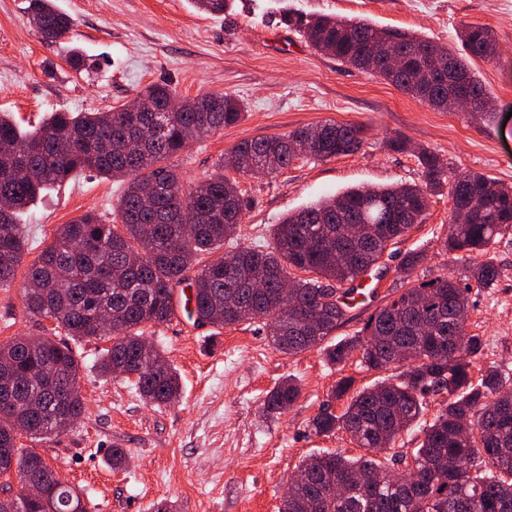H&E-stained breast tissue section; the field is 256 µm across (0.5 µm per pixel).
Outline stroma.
Instances as JSON below:
<instances>
[{
	"mask_svg": "<svg viewBox=\"0 0 512 512\" xmlns=\"http://www.w3.org/2000/svg\"><path fill=\"white\" fill-rule=\"evenodd\" d=\"M74 26L66 38L44 44L29 23L28 0H0V112L31 128L55 111L104 112L124 105L154 82L177 97L231 94L247 105L240 123L192 143L174 162L187 180L216 170L241 141L285 135L324 120L367 128L360 148L326 161L300 157L271 177H243L248 203L227 247L265 249L274 224L346 189L420 183L414 149L450 162L454 172H479L512 185V0H235L232 11L213 16L190 0H56ZM330 14L364 19L427 38L462 54L460 32L490 27L499 55L472 59L494 110L493 122L457 111L430 109L383 78L340 64L314 50L283 14ZM95 56L96 67L75 72L72 47ZM392 136L412 149H388ZM120 183L92 173L45 191L23 216L28 250L9 287L0 288V343L42 334V323L23 311L28 268L66 223L88 211L109 215ZM450 200L431 198L422 224L398 238L392 258L357 278V295L336 339L362 330L391 301L403 280L438 275L463 278L470 262L446 253ZM420 251L424 263L403 272L404 254ZM501 270L495 287L472 290L468 333L484 342L482 365L512 369V233L487 252ZM147 338L163 347L182 380L176 404L146 403L131 381L102 377L98 362L109 338L75 344L78 384L86 410L67 431L44 440L20 438L69 485L79 489L87 512H279L291 476L306 457L322 451L361 456L344 431L316 437L308 424L324 406L342 410L330 392L345 376L356 388L388 378L368 371L358 357L327 363L313 348L279 352L259 325L217 329L193 319L150 327ZM301 396L292 408L268 416L264 402L283 379ZM125 449L127 466L112 470V448Z\"/></svg>",
	"mask_w": 512,
	"mask_h": 512,
	"instance_id": "1",
	"label": "stroma"
}]
</instances>
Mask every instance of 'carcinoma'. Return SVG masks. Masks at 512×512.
I'll return each instance as SVG.
<instances>
[{"label":"carcinoma","instance_id":"1","mask_svg":"<svg viewBox=\"0 0 512 512\" xmlns=\"http://www.w3.org/2000/svg\"><path fill=\"white\" fill-rule=\"evenodd\" d=\"M232 2L192 0L214 15ZM29 21L54 43L72 28L53 0H29ZM298 25L317 51L376 73L423 104L448 108L447 84L418 79L424 59L413 55L416 49L427 54L447 49L364 20L316 15ZM378 38L407 55L399 70L373 55ZM461 41L466 55L455 56V64L468 77L470 115L490 118L484 87L468 58L493 59L495 36L485 25H471ZM139 95L153 111L52 112L31 130L0 115V288L11 285L27 250L21 214L44 191L84 172L124 183L113 209L118 223L90 211L62 225L26 273L24 312L52 321L49 335L0 344V376L14 382L13 401L0 402V475L13 471L21 482L38 483L41 493L25 512H86L81 494L39 453L17 445L19 433L49 438L85 411L78 359L57 333L83 340L96 336L97 324H109L112 345L99 359L101 375L132 377L147 402L175 404L181 394L178 372L162 349L145 352L141 345L145 328L172 319L176 288L192 270L197 324L258 323L278 351L293 355L319 347L336 366L357 352L364 369L385 370L395 350L403 355L405 369L379 384L355 390L351 377L336 383L332 397L346 405L338 414L323 409L309 430L316 435L342 430L367 455L308 456L300 465L306 480L288 488L279 512H512V374L491 365L473 379L484 342L459 321L472 289L497 284L500 270L492 260L472 265L465 284L439 275L400 288L357 335L329 343L347 321L349 301L357 293L353 286L345 289L341 302L336 289L379 264L392 241L422 223L430 196L448 188L453 215L472 206L469 222L452 225L443 248L482 255L512 228V187L483 174L451 176L443 159L422 150L417 155L422 184L352 188L289 214L275 225L270 250L236 249V268L228 274L225 257L205 263L200 255L224 248L242 223L245 198L238 181L221 164L187 183L171 159L186 144L238 123L244 104L226 93L205 94L170 112L174 93L165 82L150 84ZM366 132L362 124L325 121L287 135L244 140L229 152L236 160L231 171L273 174L287 168L299 149L319 161L347 155L360 147ZM132 135L143 145L139 152L126 150ZM292 269L313 277L294 279L285 298L281 282L290 279ZM252 280L262 287H247ZM300 394L297 381L284 379L267 396L266 411L281 414ZM444 394L441 410L423 427L424 438L411 455L378 458L403 431L420 424L429 398ZM463 422L476 431L473 438L461 434ZM410 462L412 472L394 474V465Z\"/></svg>","mask_w":512,"mask_h":512}]
</instances>
